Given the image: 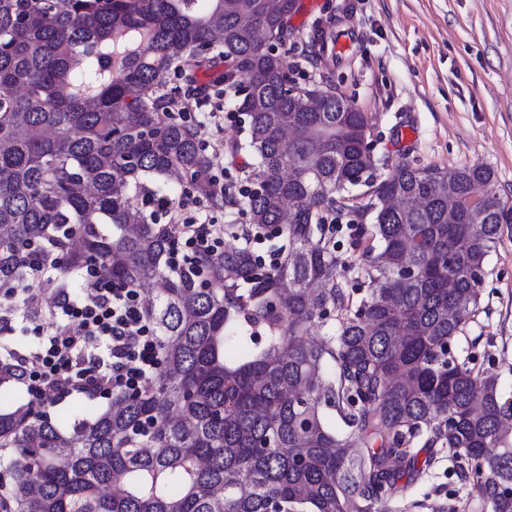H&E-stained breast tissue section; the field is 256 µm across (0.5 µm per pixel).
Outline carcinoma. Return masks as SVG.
I'll list each match as a JSON object with an SVG mask.
<instances>
[{
  "label": "carcinoma",
  "mask_w": 512,
  "mask_h": 512,
  "mask_svg": "<svg viewBox=\"0 0 512 512\" xmlns=\"http://www.w3.org/2000/svg\"><path fill=\"white\" fill-rule=\"evenodd\" d=\"M295 2L0 0V288H25L36 248L65 254L57 286L94 262L154 287L163 352L141 391L70 428L32 400L0 410V512H393L420 441L448 451L480 512H512V403L453 350L502 235L493 171L379 174L370 118L318 87L288 94L263 49L288 39ZM202 69L249 117L264 179L241 214L288 241L278 267L243 229L172 270L169 225L138 206L161 179L239 205L160 92ZM352 213L369 221L356 301L324 233ZM19 379L0 357V387Z\"/></svg>",
  "instance_id": "obj_1"
}]
</instances>
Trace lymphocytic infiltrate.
<instances>
[{
	"instance_id": "f902f5d3",
	"label": "lymphocytic infiltrate",
	"mask_w": 512,
	"mask_h": 512,
	"mask_svg": "<svg viewBox=\"0 0 512 512\" xmlns=\"http://www.w3.org/2000/svg\"><path fill=\"white\" fill-rule=\"evenodd\" d=\"M171 235L175 257L198 248L224 247L220 224H175ZM53 307L60 323L47 329L39 350L17 356L31 399L57 402L137 391L157 369L159 344L140 288L98 276L81 299L54 292Z\"/></svg>"
}]
</instances>
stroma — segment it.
Here are the masks:
<instances>
[{
  "label": "stroma",
  "instance_id": "35a3bbf8",
  "mask_svg": "<svg viewBox=\"0 0 512 512\" xmlns=\"http://www.w3.org/2000/svg\"><path fill=\"white\" fill-rule=\"evenodd\" d=\"M278 51L300 85L330 88L372 118L374 154L387 165L491 168L502 204L512 206V0H299ZM349 35L341 58L314 43L317 30ZM186 118L208 147L221 182L244 187L252 159L233 152L248 118L225 99L220 118ZM479 365L512 402V225L492 254L480 312L468 328ZM436 455L398 512H478L467 489Z\"/></svg>",
  "mask_w": 512,
  "mask_h": 512
}]
</instances>
